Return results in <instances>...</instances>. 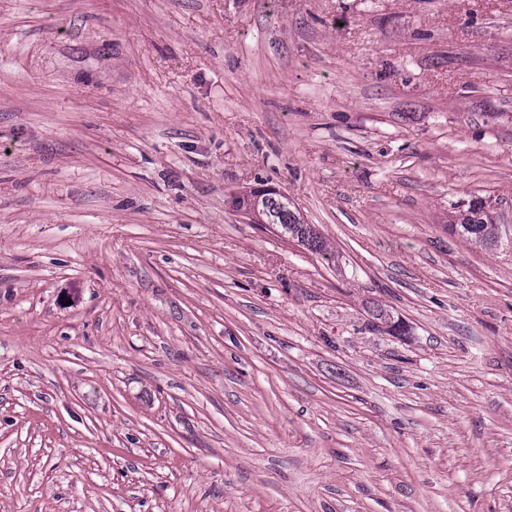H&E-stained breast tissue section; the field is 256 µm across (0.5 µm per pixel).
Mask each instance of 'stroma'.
<instances>
[{"label": "stroma", "mask_w": 512, "mask_h": 512, "mask_svg": "<svg viewBox=\"0 0 512 512\" xmlns=\"http://www.w3.org/2000/svg\"><path fill=\"white\" fill-rule=\"evenodd\" d=\"M478 198L512 0H0V512H512ZM232 206L237 211L245 210L259 220L260 224H277L284 234L296 239L313 253H325L326 242L310 225L301 220L291 209L288 198L271 189L256 188L234 196ZM448 224L452 234L484 250L497 249L502 244L503 224H497L495 209L485 206L483 200L472 202L466 210H458Z\"/></svg>", "instance_id": "stroma-1"}]
</instances>
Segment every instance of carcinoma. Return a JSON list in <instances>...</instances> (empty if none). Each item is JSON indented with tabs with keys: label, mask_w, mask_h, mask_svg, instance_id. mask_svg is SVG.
Masks as SVG:
<instances>
[{
	"label": "carcinoma",
	"mask_w": 512,
	"mask_h": 512,
	"mask_svg": "<svg viewBox=\"0 0 512 512\" xmlns=\"http://www.w3.org/2000/svg\"><path fill=\"white\" fill-rule=\"evenodd\" d=\"M232 206L238 211L251 212L262 224L278 225L283 233L314 253L327 251L326 242L291 209L288 198L271 189L256 188L237 195L232 199ZM497 219V212L478 200L467 209L456 211L448 229L452 234L492 251L502 244V225L497 223Z\"/></svg>",
	"instance_id": "obj_1"
}]
</instances>
